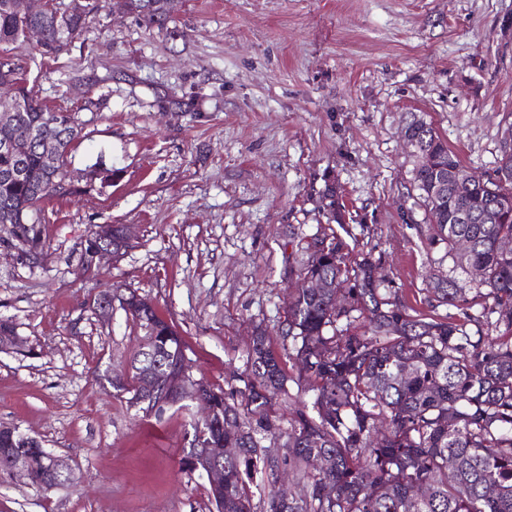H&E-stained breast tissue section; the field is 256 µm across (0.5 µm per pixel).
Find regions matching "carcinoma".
I'll list each match as a JSON object with an SVG mask.
<instances>
[{"mask_svg": "<svg viewBox=\"0 0 512 512\" xmlns=\"http://www.w3.org/2000/svg\"><path fill=\"white\" fill-rule=\"evenodd\" d=\"M13 0H0V85L21 70L11 52L29 25L44 33L46 51L58 54L61 30L79 33L87 11L20 17ZM148 27L170 22L169 0H114ZM24 106L0 127V222L16 227L31 249L43 246L41 204L73 192L57 175L36 190L15 175L41 163L39 141L51 140L67 164L82 131L75 113L52 110L20 89ZM404 130L415 142L411 187L425 211L429 248L441 247L448 272L429 283L430 307L450 306L440 316L402 300L390 281L373 277L381 259L355 252L333 230L302 248L299 281L328 287L297 288L276 348L262 326L254 327L242 378L244 387L215 389L198 383L196 402L210 415L190 422L193 439L182 465L190 472L223 470L208 482L209 512H512V154L503 147L496 180L457 181V155L432 124L411 116ZM329 221L345 227L336 186L323 193ZM467 243L461 249L460 243ZM479 276L466 281L472 270ZM120 308L141 332L124 370L108 384L112 394L143 418L160 420L180 409L173 386L183 373L185 346L174 325L135 292ZM18 339L17 325L0 318V338ZM306 384L308 399L287 384ZM288 407V432L271 414ZM285 439L282 454L263 445ZM237 449L219 459L216 448ZM13 448L25 449L42 491L50 451L13 426L0 427V477L8 474ZM327 466L315 469L311 458ZM288 480L295 493L283 501L276 486Z\"/></svg>", "mask_w": 512, "mask_h": 512, "instance_id": "carcinoma-1", "label": "carcinoma"}]
</instances>
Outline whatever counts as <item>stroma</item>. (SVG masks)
I'll return each instance as SVG.
<instances>
[{
  "instance_id": "obj_1",
  "label": "stroma",
  "mask_w": 512,
  "mask_h": 512,
  "mask_svg": "<svg viewBox=\"0 0 512 512\" xmlns=\"http://www.w3.org/2000/svg\"><path fill=\"white\" fill-rule=\"evenodd\" d=\"M14 55L82 133L76 193L44 206L42 257L0 224V316L29 349L0 353V425L43 441L73 483L2 481L0 512H208L206 479L180 465L188 411L141 419L113 398L137 332L94 297L135 290L198 376L238 384L254 326L282 344L298 247L327 232L332 182L358 251L427 308L443 251L425 245L405 118L423 115L482 177L512 125V0H172L166 29L104 9L58 58L33 43ZM97 224L130 225L131 246L82 280Z\"/></svg>"
}]
</instances>
